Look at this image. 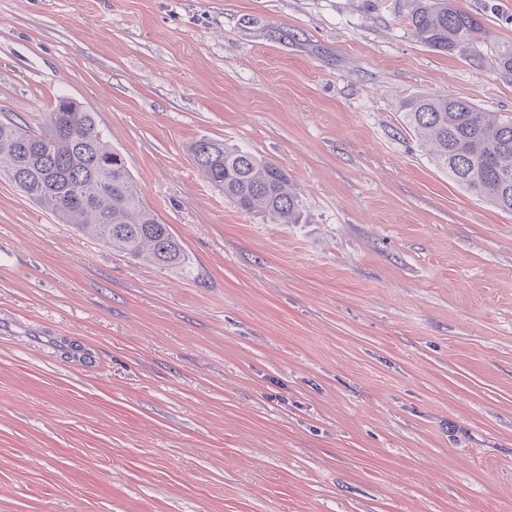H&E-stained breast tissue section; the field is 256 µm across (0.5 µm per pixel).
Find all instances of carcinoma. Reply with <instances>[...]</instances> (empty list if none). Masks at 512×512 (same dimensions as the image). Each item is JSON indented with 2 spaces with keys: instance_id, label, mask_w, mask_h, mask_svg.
I'll list each match as a JSON object with an SVG mask.
<instances>
[{
  "instance_id": "carcinoma-1",
  "label": "carcinoma",
  "mask_w": 512,
  "mask_h": 512,
  "mask_svg": "<svg viewBox=\"0 0 512 512\" xmlns=\"http://www.w3.org/2000/svg\"><path fill=\"white\" fill-rule=\"evenodd\" d=\"M425 46L453 54L475 49L483 21L453 0H411L405 16ZM406 125L431 145L435 164L465 192L512 213V113L464 99L417 93L402 102ZM203 177L240 210L274 224L297 223V201L277 164L240 147L201 138L191 147ZM0 178L63 224L134 260L182 271V241L144 204L125 158L105 139L95 113L62 96L34 131L0 122Z\"/></svg>"
}]
</instances>
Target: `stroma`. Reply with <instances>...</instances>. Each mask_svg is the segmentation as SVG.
<instances>
[{"label": "stroma", "instance_id": "obj_1", "mask_svg": "<svg viewBox=\"0 0 512 512\" xmlns=\"http://www.w3.org/2000/svg\"><path fill=\"white\" fill-rule=\"evenodd\" d=\"M409 0H0V121L97 115L190 257L75 232L0 179V512H512V213L406 131L512 113V0L444 54ZM288 175L249 216L200 138ZM190 152L203 177L243 212L274 224L297 223L288 176L274 162L210 138L195 141Z\"/></svg>", "mask_w": 512, "mask_h": 512}]
</instances>
